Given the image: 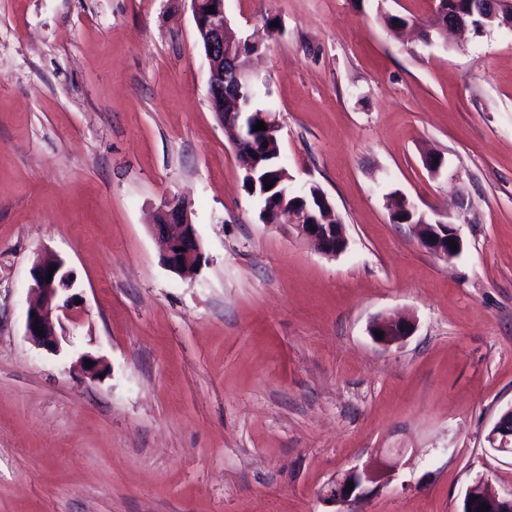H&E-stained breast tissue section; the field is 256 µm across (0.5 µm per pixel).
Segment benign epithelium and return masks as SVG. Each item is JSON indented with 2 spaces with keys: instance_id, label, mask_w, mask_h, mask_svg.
I'll return each mask as SVG.
<instances>
[{
  "instance_id": "7a95c632",
  "label": "benign epithelium",
  "mask_w": 512,
  "mask_h": 512,
  "mask_svg": "<svg viewBox=\"0 0 512 512\" xmlns=\"http://www.w3.org/2000/svg\"><path fill=\"white\" fill-rule=\"evenodd\" d=\"M478 13L488 20H494L500 15L512 17V0H478ZM215 10L203 6L202 0H190L197 36L203 39V50L209 64L208 87L213 105L219 107V114L224 126L232 137L240 139L247 135L246 118L252 123L261 120L265 123L267 135H277L281 125L274 112H251L246 114L239 108L249 104V101L238 95L236 108L238 111L226 112L224 107V82L234 79L239 86L249 87L254 78L248 71L235 67L234 62H224V53H233V49H225L224 36L230 29V23L224 12V0H214ZM312 193L308 188L297 192L301 209H289L285 205L262 208V222L278 224L283 215L289 217L292 228L297 235L311 243L320 253L334 257L343 253L348 245L342 225L324 222L315 212L312 205ZM191 203L179 196H172L161 206L156 224L152 232L165 243L162 263L170 271L179 275L195 271L204 261L203 251L197 237L194 225L190 222ZM419 244L437 257L452 260L463 251V239L455 226L440 219H429L420 214V220L411 224ZM453 240L458 246L452 250L448 241ZM55 270H50V267ZM51 279H46V275ZM33 280L32 289L39 295L38 302L27 312L25 335L37 347L50 352L59 348V337L56 322L67 315L72 298L59 301L63 292L72 289L74 281L70 272L64 270V264L56 258H41L31 269ZM416 319L380 316L372 319L368 326L369 335L379 330L383 337L376 343L392 346L412 335ZM39 330H34V326ZM487 441L490 448L504 456H512V407L505 410L490 430ZM399 465L398 455L387 454L385 457L368 461L361 466H354L337 475L324 492V499L338 507V512H355L353 505L367 493L371 485L389 483ZM354 483V488H348V483ZM465 504L470 509L462 512H479V507L485 504L489 512H512V493L501 496L492 491L489 481L479 479L469 486L464 496Z\"/></svg>"
}]
</instances>
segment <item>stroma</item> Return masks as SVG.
Masks as SVG:
<instances>
[{
  "mask_svg": "<svg viewBox=\"0 0 512 512\" xmlns=\"http://www.w3.org/2000/svg\"><path fill=\"white\" fill-rule=\"evenodd\" d=\"M224 10L243 36L278 20L260 101L290 188L324 192L348 247L262 223L188 0H0V512H336L324 487L388 450L356 512H461L482 477L512 492L486 440L512 406V30L427 44L382 19L431 0ZM393 192L461 255L393 223ZM174 194L191 277L149 229ZM44 252L81 297L57 354L25 335ZM393 313L416 330L384 347L367 327ZM415 212L420 213L416 206ZM414 230L419 244L437 257L445 260H452L458 257L463 251V239L455 226L440 219H429L425 214L420 213V220L410 224ZM454 240L458 246L457 251H452V245L448 241Z\"/></svg>",
  "mask_w": 512,
  "mask_h": 512,
  "instance_id": "obj_1",
  "label": "stroma"
}]
</instances>
